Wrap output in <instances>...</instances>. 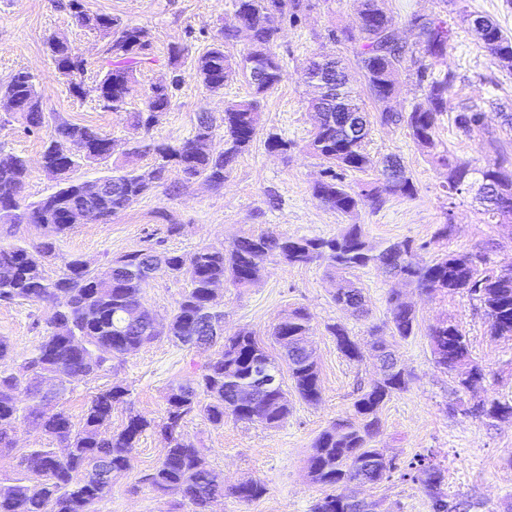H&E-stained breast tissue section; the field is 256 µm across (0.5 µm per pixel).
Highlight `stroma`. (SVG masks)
Returning a JSON list of instances; mask_svg holds the SVG:
<instances>
[{"label": "stroma", "mask_w": 512, "mask_h": 512, "mask_svg": "<svg viewBox=\"0 0 512 512\" xmlns=\"http://www.w3.org/2000/svg\"><path fill=\"white\" fill-rule=\"evenodd\" d=\"M87 13L108 14L142 27L153 43L155 61L136 74L124 111L103 109L90 88L98 78L105 41L78 24L67 0H0V81L19 69L34 73L39 81L43 108L69 122L111 136L114 146L107 162L81 166L73 179L92 180L124 165L125 151L138 138L131 114L143 105L151 85L168 81L170 50L182 48V84L169 112L153 130L159 141L176 142L191 136L198 113L221 114L225 102L243 100L249 88L243 81L228 83L223 95H211L193 74L195 58L203 54L217 29L232 19L233 0H81ZM400 35L414 43L409 26L414 15L447 12L454 30L448 64L457 75L448 92V110L442 116L439 138L449 151L472 166H493L497 155L479 138L459 136L452 122L462 102L483 105L489 127L498 129L512 113V72L477 44L467 31L466 14L478 12L493 18L512 35V0H386ZM353 0H318L295 26L283 25L275 51L288 78L261 102L259 133L227 175L222 188L196 182L180 196L156 188L113 216L109 223L76 225L57 244L58 256L47 264L49 274L63 268L64 259L79 257L90 267L106 269L120 255L142 249L149 240L163 248L190 253L203 246L231 244L235 239L273 229L293 237L336 235L341 225H362L373 245L414 240L420 259L431 261L450 252L488 250L491 266L512 262V227L488 221L472 194L449 196L446 172L420 154L403 130L374 127L366 145L373 160L394 155L403 161L417 192L411 197L389 198L379 211L362 206L342 215L323 206L312 186L323 168L320 159L304 146L312 125L307 112L310 88L302 81L303 69L329 30L351 26ZM59 37L86 60L81 77L88 92L77 95L68 79L59 76L46 42ZM276 133L292 148L281 155L268 152L265 141ZM46 133H26L20 124L0 131V152L25 157L29 165L24 196L34 202L57 189L55 176L42 166ZM451 224L441 236L442 224ZM181 225L170 236L166 225ZM361 288L369 314L357 319L333 301L335 285L325 266L290 267L267 262L262 276L248 288L224 286L218 302L224 310V331L245 328L267 338L277 319L289 309L302 307L312 316L310 342L319 366L321 399L310 404L289 393L290 412L279 427L226 422L214 428L204 418L187 421L184 431L203 448L209 469L225 485L256 478L267 486L255 501L227 495L217 499L212 512H311L322 496L307 469V459L317 435L333 420L353 416L358 386H369L378 376L372 363V325L386 321L387 296L394 283L379 268L369 266L350 273ZM404 298L417 313L419 327L399 341L397 353L409 371L406 391L395 394L381 407L382 430L374 445L395 459L396 470L377 484L358 487L359 497L378 501L381 512H433L432 502L420 484L409 476L411 463L426 459L443 475L442 489L471 502V512H512V419H492L466 413L478 400L512 403V337H492L477 300L462 294H427L407 287ZM48 306L34 303L0 304V337L7 338L18 355L36 344L34 319H48ZM451 319L465 333L473 360L486 368L484 380L469 390L457 387L451 374L434 361L427 336L429 326ZM340 321L360 345L363 359L349 361L336 347L325 326ZM203 354L165 339L128 356L115 370L72 384L60 404L80 417L90 395L115 383L133 391L134 407L144 416L161 419L165 391L170 382L191 379L204 362ZM165 452L164 441L145 433L138 444L132 470L118 476L112 492L98 505L99 512H190L189 506L172 509L171 497L141 483Z\"/></svg>", "instance_id": "35a3bbf8"}]
</instances>
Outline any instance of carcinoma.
<instances>
[{"label":"carcinoma","mask_w":512,"mask_h":512,"mask_svg":"<svg viewBox=\"0 0 512 512\" xmlns=\"http://www.w3.org/2000/svg\"><path fill=\"white\" fill-rule=\"evenodd\" d=\"M355 6V25L331 31L328 39L352 47L373 110L366 108L360 94L349 85L339 105L325 100L321 88H316L317 95L309 105L312 131L306 148L322 160L324 169L313 185L314 197L329 209L349 215L362 205L378 210L392 196L415 194L412 178L400 160L392 157L385 160L381 177L375 181L364 186L345 182L346 172L372 167L365 145L375 125L405 130L431 163L447 171L450 195L461 192L457 179L467 169L473 176H492L498 184L511 188L512 170L504 167L506 163L512 165L508 142L486 126L481 104H462L453 124L466 138L480 135L499 155L501 162L496 167L473 168L439 140L440 116L447 111L448 91L456 80L455 72L447 67L454 38L448 21L440 16L412 17L410 24L419 37V47L412 49L393 30L385 0H356ZM67 7L80 24L106 40L95 91L103 107L122 110L135 72L152 61L151 41L138 26L107 14L86 13L80 0H68ZM313 7V0H234V13L244 29L223 25L194 65L196 78L213 95L223 94L224 86L238 77L251 90L250 98L224 104V148L220 151L212 148L218 125L206 112L197 116L192 135L176 145L146 139L170 109L183 81L182 50L172 48L170 82L151 86L144 108L134 115V125L143 131V138L136 141L129 155L150 153L153 164L144 171L117 168L98 178L92 193L85 191V182L72 179L70 173L82 164L107 161L112 156V138L44 111L36 77L27 70L15 71L0 84V100L9 106L0 130L17 121L32 134L48 131L41 160L46 171L57 174L59 182L49 196L27 203L23 190L28 161L16 154L0 156V206L13 205L11 211L0 210V237L9 239L0 242V302L54 308L48 321L34 320L39 340L28 354L17 357L9 341L0 337V454L13 450L15 432L22 425L39 430L64 447L61 454L53 447L26 450L19 462L24 475L0 482V512H96V504L112 491V481L131 469L134 450L147 431L161 435L167 446L159 465L145 474L144 480L163 495L186 500L192 512H210V503L226 494L245 501L263 497L267 488L259 479L229 487L218 482L207 468L201 448L182 428L198 415L215 428L223 427L229 419L279 427L289 413L283 388L253 394L245 403L239 399L241 393L253 388L260 363L274 372L285 363L298 396L308 403L320 400L318 363L306 349L312 330V317L306 309L293 308L274 324L270 339L277 347L275 356L250 331L224 335V310L211 301V291L218 283L228 282L235 288L253 284L271 257L292 267L323 264L334 274L373 264L403 284L427 293L465 294L481 303L492 335L512 336V264L505 273L488 269L484 251L451 252L427 263L419 259L414 241L376 247L367 240L360 224H344L330 238H294L267 230L239 238L227 248L205 246L190 254L147 246L113 259L104 271L72 257L56 277L45 274L43 261L56 255V242L84 223L88 211L106 223L159 186L172 197L197 181L222 186L226 174L257 134L261 100L285 79L273 51L279 33L274 19L294 25ZM492 34L499 51L507 57L501 67L512 71V37L496 24ZM242 36L248 40L246 50L238 56L230 54L228 47ZM47 47L59 75L73 78L84 72V60L67 41L51 38ZM405 73L414 76L423 91V100L408 110L397 107ZM350 110L362 115L364 129L352 141L344 139L338 128ZM173 169L177 172L174 179L170 177ZM159 274L186 282L164 321L157 320L145 303V290ZM333 300L359 319L368 314L361 290L347 278L336 282ZM387 301L390 319L384 328L388 336H379L377 328L371 329L377 360L384 355L396 358L393 342L414 335L418 326L415 310L404 302L399 289H390ZM326 331L345 357L362 360L360 346L344 324H328ZM428 336L435 363L456 373L462 388L481 382L483 369L471 360L468 341L457 324L442 320L430 326ZM162 338L204 352L219 347L194 379L168 385L163 420L156 422L130 410L120 429L108 430L114 407L130 403L132 396V390L121 384L99 390L77 425L55 403L73 382L110 371L113 362H121ZM408 384V374L393 363L385 379L358 388L355 419H338L316 437L307 460L308 474L312 482L330 489V493L317 500L312 512H363V500H344L336 488L375 484L395 469L394 459L372 442L381 430V405L406 390ZM477 411L491 418H512V405L495 400L477 405ZM412 469V480L432 499L434 512H467L469 504L442 491L443 475L434 465L420 459Z\"/></svg>","instance_id":"1"}]
</instances>
